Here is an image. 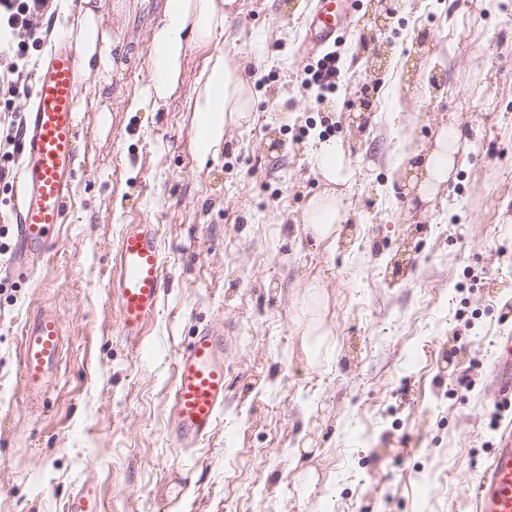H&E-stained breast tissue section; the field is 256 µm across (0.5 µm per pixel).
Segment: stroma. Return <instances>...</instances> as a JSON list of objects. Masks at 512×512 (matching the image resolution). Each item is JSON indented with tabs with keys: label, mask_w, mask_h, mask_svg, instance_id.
Instances as JSON below:
<instances>
[{
	"label": "stroma",
	"mask_w": 512,
	"mask_h": 512,
	"mask_svg": "<svg viewBox=\"0 0 512 512\" xmlns=\"http://www.w3.org/2000/svg\"><path fill=\"white\" fill-rule=\"evenodd\" d=\"M165 0H102L115 69L81 78V165L57 238L28 279L0 264V512H66L96 485L103 512H473L495 443L487 394L512 333V0H362L337 39L334 93L317 100L299 49L315 0H241L224 44L255 109L199 164L180 91L132 112L151 77ZM82 0H51L41 43L76 35ZM466 146L433 199L391 188L400 143ZM348 146L335 243L302 224L325 183L311 148ZM127 224L156 225L158 309L124 336L109 282ZM61 317L54 390L20 378L26 321ZM322 316L330 336L310 347ZM223 320L224 410L190 452L167 425L175 359Z\"/></svg>",
	"instance_id": "35a3bbf8"
}]
</instances>
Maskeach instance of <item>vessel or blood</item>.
Segmentation results:
<instances>
[{
	"label": "vessel or blood",
	"mask_w": 512,
	"mask_h": 512,
	"mask_svg": "<svg viewBox=\"0 0 512 512\" xmlns=\"http://www.w3.org/2000/svg\"><path fill=\"white\" fill-rule=\"evenodd\" d=\"M359 0H317L309 24L307 48L317 49L343 32ZM77 40L61 37L38 66L25 109L19 152V224L12 270L26 275L60 224L77 174V127L80 97ZM163 262L157 230L151 224H129L117 248L112 291L118 300L123 334L139 338L155 314L161 293ZM59 314L44 308L24 326L20 377L28 397H42L57 370L62 347ZM230 347L222 323L214 322L194 336L176 357L168 429L177 448L197 447L211 432L224 406V354ZM512 393V336L497 343L490 374V394ZM474 512H512V422L499 426L490 460L474 487Z\"/></svg>",
	"instance_id": "1"
}]
</instances>
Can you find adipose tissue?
<instances>
[{
  "mask_svg": "<svg viewBox=\"0 0 512 512\" xmlns=\"http://www.w3.org/2000/svg\"><path fill=\"white\" fill-rule=\"evenodd\" d=\"M239 11L237 0H165L164 20L152 37L154 71L142 97L133 99L135 111L154 112L176 93L182 76L183 60L190 46H211L223 36L229 21ZM80 66L84 72L100 73L114 67L113 49L121 47L120 36L103 31L92 9L79 19ZM255 106L251 88L241 76L240 67L229 54L213 50L195 80L194 94L188 100L196 122L195 152L200 162L216 155L224 134L232 126L248 121ZM463 136L454 127H442L431 149L420 150L410 140L401 144L402 158L414 161L419 174L418 194L432 197L456 170L457 153ZM320 173L327 183L339 186L354 178L349 152L340 144L324 141L314 150ZM335 193L313 198L303 222L320 240L334 238L338 224L345 221Z\"/></svg>",
  "mask_w": 512,
  "mask_h": 512,
  "instance_id": "ef3b65f1",
  "label": "adipose tissue"
}]
</instances>
